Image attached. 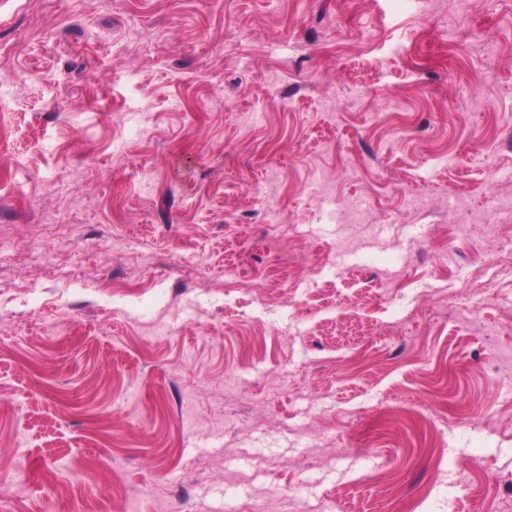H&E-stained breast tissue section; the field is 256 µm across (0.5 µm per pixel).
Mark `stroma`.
Listing matches in <instances>:
<instances>
[{
    "mask_svg": "<svg viewBox=\"0 0 512 512\" xmlns=\"http://www.w3.org/2000/svg\"><path fill=\"white\" fill-rule=\"evenodd\" d=\"M1 76L0 512L512 499V0H0Z\"/></svg>",
    "mask_w": 512,
    "mask_h": 512,
    "instance_id": "stroma-1",
    "label": "stroma"
}]
</instances>
